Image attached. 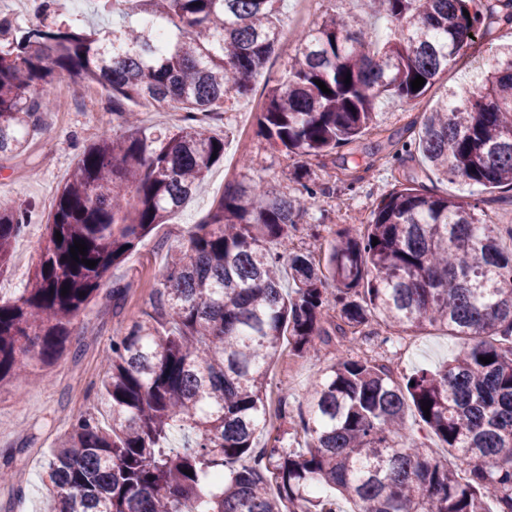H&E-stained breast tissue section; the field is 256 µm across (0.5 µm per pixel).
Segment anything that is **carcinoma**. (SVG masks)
Wrapping results in <instances>:
<instances>
[{
  "label": "carcinoma",
  "instance_id": "cac0c4a2",
  "mask_svg": "<svg viewBox=\"0 0 512 512\" xmlns=\"http://www.w3.org/2000/svg\"><path fill=\"white\" fill-rule=\"evenodd\" d=\"M35 2L24 26L0 19V161L27 149L50 108L34 89L55 78L102 87L125 131L84 149L57 191L26 287L0 297V385L18 388L26 361L49 365L68 349L72 320L112 269L224 157L208 119L251 91L279 44L283 4L98 0L104 14L141 20L96 27L67 15L62 0ZM376 2L391 37L378 39L369 17L336 11L297 34L257 114L272 150L306 161L331 154L375 125L384 101L423 96L492 24L512 26V0ZM418 76L425 84L414 91ZM139 105L178 108L188 123L152 137L133 120ZM414 149L451 181L512 190V44L471 88L448 89ZM301 187L291 197L261 183L229 185L187 231L147 307L102 360L107 422L77 414L44 460L49 512H336L322 487L352 512H512V251L499 225L475 202L402 183L365 232L336 229L323 268L307 252L272 249L323 192ZM26 217L0 203V273ZM80 240L86 255L74 260ZM285 266L290 293L281 288ZM331 320L350 342L374 336L367 328L377 321L441 327L466 346L403 382L386 364L335 356L300 416L304 444L290 447L278 430L253 454L283 336L306 357L333 343ZM411 406L448 453L468 460L465 477L409 440Z\"/></svg>",
  "mask_w": 512,
  "mask_h": 512
}]
</instances>
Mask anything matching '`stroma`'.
<instances>
[{"label":"stroma","mask_w":512,"mask_h":512,"mask_svg":"<svg viewBox=\"0 0 512 512\" xmlns=\"http://www.w3.org/2000/svg\"><path fill=\"white\" fill-rule=\"evenodd\" d=\"M512 42V28L496 27L492 38L477 41L462 51L447 73L417 101L381 105L377 124L357 141L311 163L312 180L324 192L310 202L296 231L279 250L288 253L305 248L314 262L325 263L336 226L359 227L368 220L378 200L395 184L412 179L436 195H462L481 199L489 218L512 227V190H486L464 181L437 178L420 155L409 153L428 112L448 88L471 86L491 63L499 46ZM293 45L279 43L276 53L258 74L253 90L239 99L234 111L214 117L212 134L224 142V158L215 164L204 184L168 223L159 225L126 262L112 272V284L102 286L96 298L71 324V341L81 345V358L65 353L52 365L32 360L31 369L46 370L44 383L17 390L0 386V470L15 474L13 486H0V512H46L47 490L42 482L44 455L71 418L101 406L98 389L101 361L110 349L119 323L135 319L148 299L150 285L159 283L169 248L183 242L188 228L206 219L227 183L243 188L263 183L277 193L295 194L296 157L273 151L259 135L256 115L272 84L293 54ZM39 97L51 104L41 128L31 137L23 155L0 163V202L26 209L28 221L13 247L8 270L0 274V297L11 298L25 287L38 260L45 225L56 191L69 177L79 155L103 135L121 133L123 125L113 114L107 95L95 84L68 77L40 85ZM388 157L386 166H372L373 157ZM129 285L123 307L111 295L113 283ZM461 338L445 329L426 326L398 331L378 327L365 347L351 349L353 357L372 355L388 364L397 379L433 370L455 357L463 348ZM327 357L298 358L282 346L268 370L267 431L296 433L293 419L306 408L313 385L328 366ZM287 405H280V397ZM289 418H282L281 408Z\"/></svg>","instance_id":"1"}]
</instances>
